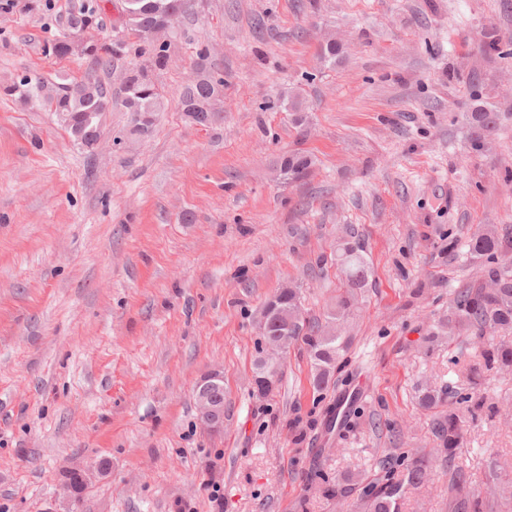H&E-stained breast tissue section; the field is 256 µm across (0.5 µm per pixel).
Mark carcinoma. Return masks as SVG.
<instances>
[{"mask_svg": "<svg viewBox=\"0 0 512 512\" xmlns=\"http://www.w3.org/2000/svg\"><path fill=\"white\" fill-rule=\"evenodd\" d=\"M130 16L126 28L136 33L141 46L139 54L149 55L157 67L164 66L167 50L149 41L147 33L158 28H168L174 18L185 12L187 0H130L127 3ZM101 7H90L73 16L68 31L51 45L56 56H66L78 49L89 60L90 71L81 80L49 82L38 76H25L19 82L4 88L3 93L15 96L23 103L45 102L57 114L66 113L69 123L65 129L74 142L82 148L88 142L102 137L101 113L112 105V96L97 77V69L112 65V59L125 53L126 44L108 38H87L76 42L73 35L94 27L97 12ZM223 81L205 72L199 73L186 87L183 94V112L192 122L211 125L221 121L218 101ZM123 104L127 111L155 116L162 111L163 103L154 82L143 69H131L123 88ZM288 112L293 123L301 127L306 121V106L303 97L293 94L288 98ZM470 139L479 147L497 130L500 113L477 104L468 113ZM314 159L308 154L295 152L288 155V166L280 173L288 181L303 178ZM468 252L481 258L484 263L485 280L482 284L467 288L456 294L451 301V314L461 328L483 338L489 332L512 329V230L498 231L486 228L467 241ZM341 271L348 288L338 295L321 323L304 315L298 289H288L282 296L279 307L288 311V344L302 343L307 349L314 368V385L325 386L335 371L341 353L348 340L338 332V326L350 314L356 300V289L368 281V268L359 247L345 241L339 248ZM485 367L512 365V345L491 343L480 351ZM469 392L460 396V401L470 404L467 411L476 415L483 407L477 390L482 377L471 371L468 377ZM440 451L448 456V466L455 465L457 448L460 447L465 430V419L453 412L440 417L434 423ZM436 463L431 453L403 455L389 464L383 478L369 479L357 476L349 478L360 488L371 487V493H360V505L365 512H402L407 488L422 483ZM463 469L457 468L450 490L457 495L456 512H483L484 503L477 497L464 493Z\"/></svg>", "mask_w": 512, "mask_h": 512, "instance_id": "obj_1", "label": "carcinoma"}]
</instances>
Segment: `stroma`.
<instances>
[{
  "instance_id": "1",
  "label": "stroma",
  "mask_w": 512,
  "mask_h": 512,
  "mask_svg": "<svg viewBox=\"0 0 512 512\" xmlns=\"http://www.w3.org/2000/svg\"><path fill=\"white\" fill-rule=\"evenodd\" d=\"M0 10V85L82 79L86 57L49 44L89 0ZM102 9L94 38L126 41L99 77L112 90L100 149L49 107L0 96V512H362L325 483L383 476L382 460L440 442L482 343L451 322L483 265L449 239L512 228V0H191L152 67ZM498 51L485 59L487 32ZM336 40L335 63L319 50ZM223 78L221 123L182 112L196 52ZM148 68L165 110L127 136L121 77ZM303 95L309 123L284 107ZM504 112L481 147L473 98ZM311 155L287 182L280 158ZM353 239L367 285L342 325L351 343L323 389L290 347L273 391L253 361L263 303L298 288L322 317ZM224 373V429L199 421L194 388ZM443 397L419 405L423 392ZM457 462L485 512H512V366L485 372ZM69 471L79 497L63 494ZM438 461L404 512H451Z\"/></svg>"
}]
</instances>
